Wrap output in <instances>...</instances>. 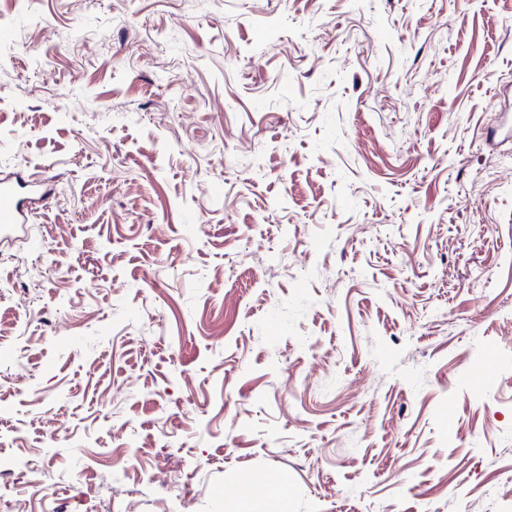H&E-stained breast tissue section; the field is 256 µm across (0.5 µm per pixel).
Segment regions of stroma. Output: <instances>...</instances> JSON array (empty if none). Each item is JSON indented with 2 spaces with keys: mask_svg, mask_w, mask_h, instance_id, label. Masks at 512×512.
<instances>
[{
  "mask_svg": "<svg viewBox=\"0 0 512 512\" xmlns=\"http://www.w3.org/2000/svg\"><path fill=\"white\" fill-rule=\"evenodd\" d=\"M512 0H0V512H512ZM27 224L23 199L10 178H0V232L6 237Z\"/></svg>",
  "mask_w": 512,
  "mask_h": 512,
  "instance_id": "stroma-1",
  "label": "stroma"
}]
</instances>
